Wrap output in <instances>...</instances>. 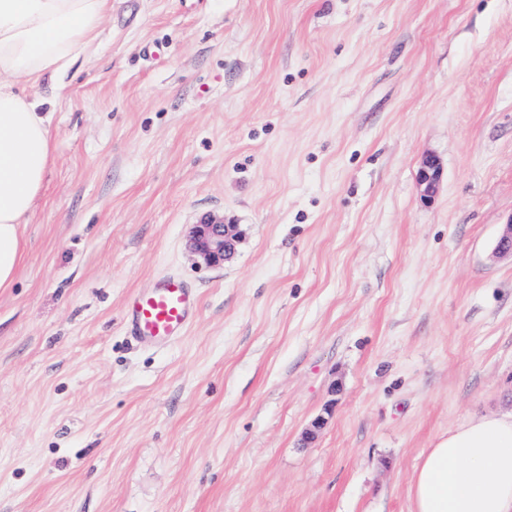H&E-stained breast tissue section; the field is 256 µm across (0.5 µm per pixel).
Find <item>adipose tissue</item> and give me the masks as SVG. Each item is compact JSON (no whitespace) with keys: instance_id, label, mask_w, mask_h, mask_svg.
Listing matches in <instances>:
<instances>
[{"instance_id":"adipose-tissue-1","label":"adipose tissue","mask_w":512,"mask_h":512,"mask_svg":"<svg viewBox=\"0 0 512 512\" xmlns=\"http://www.w3.org/2000/svg\"><path fill=\"white\" fill-rule=\"evenodd\" d=\"M109 0H0V290L13 287L55 142L39 91L88 57ZM412 512H512V414L460 425L424 455Z\"/></svg>"}]
</instances>
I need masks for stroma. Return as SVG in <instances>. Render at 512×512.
Segmentation results:
<instances>
[{
    "mask_svg": "<svg viewBox=\"0 0 512 512\" xmlns=\"http://www.w3.org/2000/svg\"><path fill=\"white\" fill-rule=\"evenodd\" d=\"M43 91L0 512H411L438 439L512 411V0H110ZM169 273L187 336L130 341L126 294ZM441 177L442 169L439 162L432 156L425 157L418 175L419 185L422 187L424 198L431 196ZM237 239L235 225L207 219L194 225L191 247L208 263L219 264L234 252Z\"/></svg>",
    "mask_w": 512,
    "mask_h": 512,
    "instance_id": "1",
    "label": "stroma"
}]
</instances>
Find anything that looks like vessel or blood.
<instances>
[{
	"label": "vessel or blood",
	"instance_id": "1",
	"mask_svg": "<svg viewBox=\"0 0 512 512\" xmlns=\"http://www.w3.org/2000/svg\"><path fill=\"white\" fill-rule=\"evenodd\" d=\"M200 309V295L186 280L168 274L151 287L127 294L121 315L124 333L155 348L183 339Z\"/></svg>",
	"mask_w": 512,
	"mask_h": 512
}]
</instances>
